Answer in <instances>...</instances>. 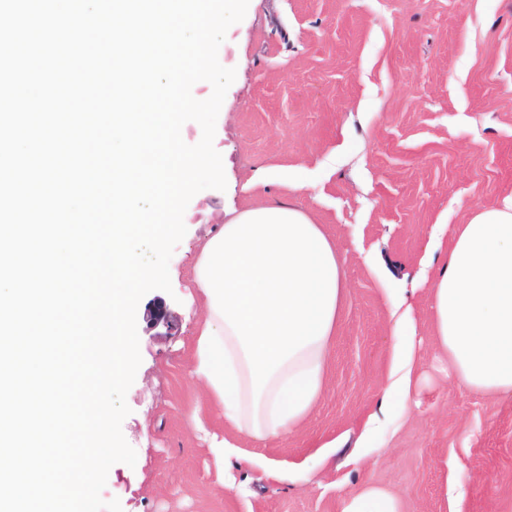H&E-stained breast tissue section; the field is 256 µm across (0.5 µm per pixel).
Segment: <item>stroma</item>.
<instances>
[{"label":"stroma","mask_w":512,"mask_h":512,"mask_svg":"<svg viewBox=\"0 0 512 512\" xmlns=\"http://www.w3.org/2000/svg\"><path fill=\"white\" fill-rule=\"evenodd\" d=\"M222 47L236 71L214 137L227 188L192 198L172 290L138 306L122 423L137 460L110 468L103 499L122 512H339L344 491L371 483L405 512H512V397L460 389L428 363L432 263L451 245L431 230L512 195V0H249ZM273 197L322 225L348 293L318 407L260 442L225 426L194 375L202 310L187 283L227 213ZM399 316L423 339L421 406L401 416L379 409Z\"/></svg>","instance_id":"35a3bbf8"}]
</instances>
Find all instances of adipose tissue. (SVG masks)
<instances>
[{"label": "adipose tissue", "instance_id": "ef3b65f1", "mask_svg": "<svg viewBox=\"0 0 512 512\" xmlns=\"http://www.w3.org/2000/svg\"><path fill=\"white\" fill-rule=\"evenodd\" d=\"M191 285L203 307L195 374L225 422L258 441L296 431L323 396L348 289L322 225L278 198L243 209L199 245ZM430 299L449 383L512 395V196L455 225ZM416 343L414 325L397 331L382 408L405 406ZM340 512H404V501L368 484Z\"/></svg>", "mask_w": 512, "mask_h": 512}]
</instances>
